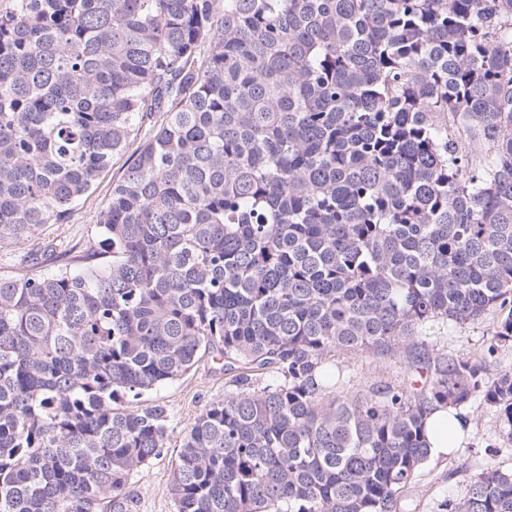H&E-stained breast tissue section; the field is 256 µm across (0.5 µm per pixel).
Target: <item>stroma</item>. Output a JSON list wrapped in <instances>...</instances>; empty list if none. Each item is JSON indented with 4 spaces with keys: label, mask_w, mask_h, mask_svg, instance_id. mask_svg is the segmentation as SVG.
Here are the masks:
<instances>
[{
    "label": "stroma",
    "mask_w": 512,
    "mask_h": 512,
    "mask_svg": "<svg viewBox=\"0 0 512 512\" xmlns=\"http://www.w3.org/2000/svg\"><path fill=\"white\" fill-rule=\"evenodd\" d=\"M124 162V157H116L111 169L101 175L92 194L79 202L71 221L43 226L37 238L27 243V250L37 249L41 240L48 238L73 245L94 237L95 215L107 203L112 182L121 176ZM497 320V315L491 314L461 326L433 323L428 325L426 334L431 344L478 361L492 346ZM335 365L343 372L342 390L349 394L379 378H400L406 370V360L400 354L375 357L344 353L337 356ZM227 389L223 371L205 357L181 379L147 395V402L166 408L170 437L163 454L140 469L131 480V489L138 499L137 512H176L170 473L180 439L201 408L209 400L223 396ZM463 413L469 423L467 434L448 456L433 459L421 472L414 489L415 512H448L449 505L465 496L487 460H494L502 470L512 471V444L503 443L500 437L495 409L476 397L464 406Z\"/></svg>",
    "instance_id": "1"
}]
</instances>
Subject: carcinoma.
<instances>
[{
  "mask_svg": "<svg viewBox=\"0 0 512 512\" xmlns=\"http://www.w3.org/2000/svg\"><path fill=\"white\" fill-rule=\"evenodd\" d=\"M124 154L92 239L0 275V512H135L169 426L130 403L204 356L176 512H408L478 395L512 443V373L422 336L505 310L512 346V0H0V247ZM342 352L407 375L336 394ZM450 512H512V472Z\"/></svg>",
  "mask_w": 512,
  "mask_h": 512,
  "instance_id": "carcinoma-1",
  "label": "carcinoma"
}]
</instances>
